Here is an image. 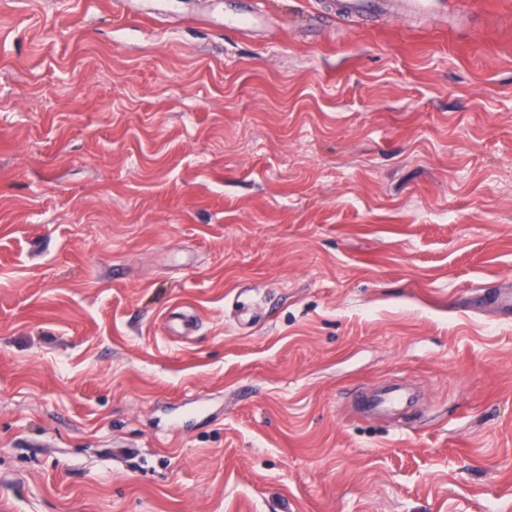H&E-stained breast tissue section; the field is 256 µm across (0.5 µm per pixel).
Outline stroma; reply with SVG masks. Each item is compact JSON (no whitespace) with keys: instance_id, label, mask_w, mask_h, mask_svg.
<instances>
[{"instance_id":"35a3bbf8","label":"stroma","mask_w":512,"mask_h":512,"mask_svg":"<svg viewBox=\"0 0 512 512\" xmlns=\"http://www.w3.org/2000/svg\"><path fill=\"white\" fill-rule=\"evenodd\" d=\"M265 2L0 0L8 512H512V0ZM411 398V392L405 385L380 388L371 394H361L355 403L354 411L358 415L393 417L407 407Z\"/></svg>"}]
</instances>
